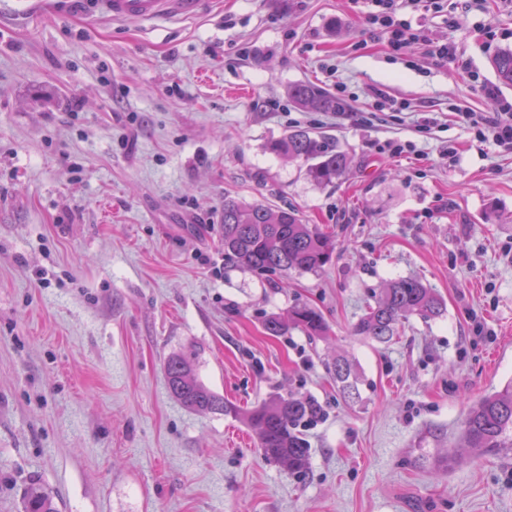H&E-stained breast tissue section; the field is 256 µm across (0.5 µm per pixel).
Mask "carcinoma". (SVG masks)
<instances>
[{
  "label": "carcinoma",
  "mask_w": 512,
  "mask_h": 512,
  "mask_svg": "<svg viewBox=\"0 0 512 512\" xmlns=\"http://www.w3.org/2000/svg\"><path fill=\"white\" fill-rule=\"evenodd\" d=\"M499 82L512 86V49L500 51L493 60ZM293 103L316 112H340L344 103L311 83L288 89ZM281 157L306 164V174L318 185L338 179L348 165L347 155L322 135L293 130L269 145ZM224 262L261 275H288L290 271L319 273L333 261L336 246L329 234L307 224L295 209L269 204L245 203L224 198ZM445 312L443 300L417 278L390 280L373 297L364 313L352 324L351 335L369 341L388 342L412 317L431 321ZM263 328L270 336H285L298 329L312 339L327 335L323 313L308 304H295L284 314L264 315ZM170 393L189 409L219 413L239 419L253 433L262 456L284 466L290 474L309 469L310 448L302 428L318 417L311 399L272 395L251 408H241L202 384L190 358L170 356L165 365ZM336 386L351 402L360 393L351 362L338 356L329 367ZM465 447L478 456H497L512 450V383L489 393L473 404L463 425ZM24 512H57L50 493L31 484L24 498Z\"/></svg>",
  "instance_id": "obj_1"
}]
</instances>
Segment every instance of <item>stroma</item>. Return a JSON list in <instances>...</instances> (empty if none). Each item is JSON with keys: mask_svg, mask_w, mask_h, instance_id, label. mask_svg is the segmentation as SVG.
<instances>
[{"mask_svg": "<svg viewBox=\"0 0 512 512\" xmlns=\"http://www.w3.org/2000/svg\"><path fill=\"white\" fill-rule=\"evenodd\" d=\"M370 9L202 0L143 23L86 0L27 15L0 0V512H22L34 480L59 512H512V452L461 454L469 406L512 381V152L458 119L512 100L492 66L512 47V0L412 16L453 64L416 42L391 53ZM302 82L344 85V111L294 107ZM377 89L403 111L374 109ZM294 128L348 155L335 183L268 151ZM228 196L298 210L332 234L335 262L286 278L225 264ZM405 277L444 315L387 344L351 336L373 291ZM298 301L322 310L328 340L265 333L262 313ZM175 353L244 408L315 398L307 473L173 398ZM339 355L358 403L328 377Z\"/></svg>", "mask_w": 512, "mask_h": 512, "instance_id": "stroma-1", "label": "stroma"}]
</instances>
